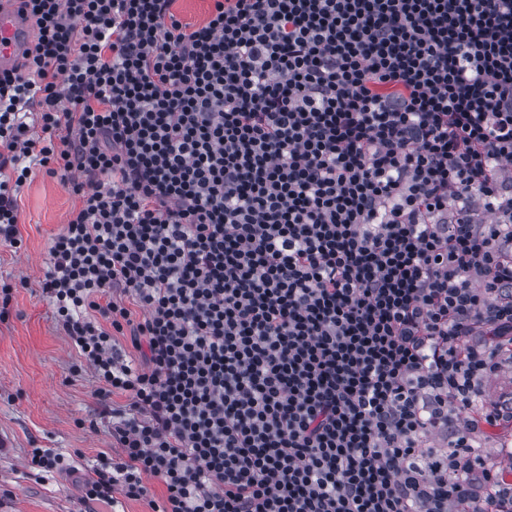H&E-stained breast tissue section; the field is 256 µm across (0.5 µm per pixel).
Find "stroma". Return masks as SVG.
<instances>
[{
  "label": "stroma",
  "instance_id": "1",
  "mask_svg": "<svg viewBox=\"0 0 512 512\" xmlns=\"http://www.w3.org/2000/svg\"><path fill=\"white\" fill-rule=\"evenodd\" d=\"M78 204L59 177L37 173L17 200L20 248L0 242V285L10 287L0 316V512H150L142 500L80 499L91 466L115 454L111 418L39 285L51 240ZM35 448L65 453L71 470L28 467Z\"/></svg>",
  "mask_w": 512,
  "mask_h": 512
}]
</instances>
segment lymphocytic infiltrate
I'll use <instances>...</instances> for the list:
<instances>
[{
  "label": "lymphocytic infiltrate",
  "instance_id": "obj_1",
  "mask_svg": "<svg viewBox=\"0 0 512 512\" xmlns=\"http://www.w3.org/2000/svg\"><path fill=\"white\" fill-rule=\"evenodd\" d=\"M20 2L0 240L37 171L79 197L40 288L126 398L83 502L512 512L458 456L512 455V390L447 376L512 345V0ZM209 0H176L175 11L186 21L202 23L208 14Z\"/></svg>",
  "mask_w": 512,
  "mask_h": 512
}]
</instances>
